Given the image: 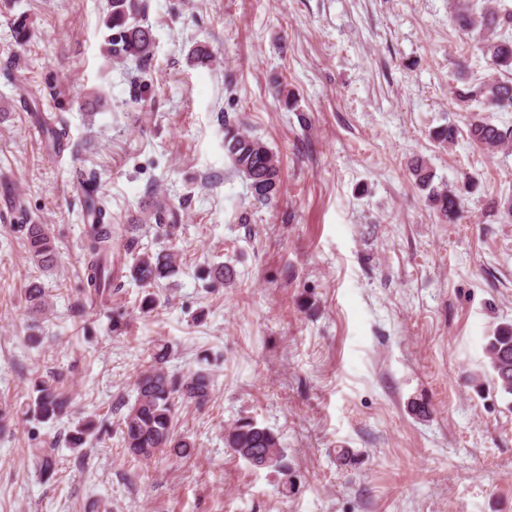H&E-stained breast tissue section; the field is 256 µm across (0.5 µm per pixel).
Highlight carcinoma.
Masks as SVG:
<instances>
[{"label":"carcinoma","mask_w":512,"mask_h":512,"mask_svg":"<svg viewBox=\"0 0 512 512\" xmlns=\"http://www.w3.org/2000/svg\"><path fill=\"white\" fill-rule=\"evenodd\" d=\"M147 10L145 0H111V12L106 27L111 31L105 44V55L115 64L129 60L145 66L154 56L155 37L150 27L144 25ZM451 22L464 29L481 32V49L491 55L499 69L512 71V37L505 32L512 30V5L505 0H482L477 12H456ZM454 100L464 106L473 103L484 107L512 108V82L496 76L467 84L452 91ZM224 152L234 169L249 183L253 199L260 205L274 203L280 194V161L264 142L250 136L223 119ZM460 129L454 124L442 126L434 132L440 144H453L458 140ZM468 138L488 152L512 145V128H500L490 122L475 118L468 125ZM416 181L429 190L428 200L444 222L455 223L462 213L461 194L446 185H432L433 174L422 162L412 167ZM90 211L95 222L89 225L85 243V282L88 294L101 301L112 297V225L106 223L107 203L103 198L92 200ZM147 220L165 227V234H173L180 223L178 208L164 196L156 198ZM28 244L31 262L43 271L51 270L56 263V246L53 233L47 224L22 225ZM177 254L144 251L127 266L129 281L147 287L177 272ZM30 313H42L46 309L44 292L32 284L24 291ZM485 355L495 385L512 396V324L499 326L489 337ZM171 348L165 343L154 345L151 364L139 372L133 382L136 393L131 403L124 404L127 411L121 415L120 429L123 444L130 452L143 460L156 455L181 458L195 447L189 436L176 431L175 401L181 400L202 406L210 400L212 378L201 367L185 374H172L167 368ZM32 396L25 405L0 407V420L22 415L40 423H55L68 413L69 399L59 390L56 379L42 376L30 380ZM95 437L93 424H85L69 433L66 439L72 452L85 455L84 449ZM55 443L34 452L40 460V473L49 475L54 470ZM224 447L235 456L256 468H275L283 475L281 493L293 491L287 454L280 437L268 428L260 427L252 420L243 418L224 430Z\"/></svg>","instance_id":"cac0c4a2"}]
</instances>
